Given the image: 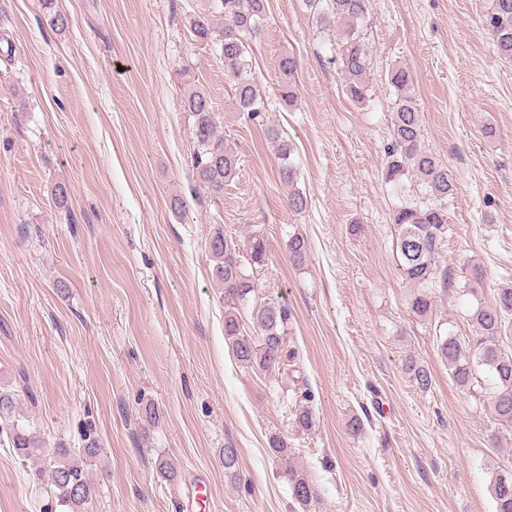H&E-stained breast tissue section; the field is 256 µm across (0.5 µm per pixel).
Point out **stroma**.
Returning <instances> with one entry per match:
<instances>
[{
	"label": "stroma",
	"instance_id": "stroma-1",
	"mask_svg": "<svg viewBox=\"0 0 512 512\" xmlns=\"http://www.w3.org/2000/svg\"><path fill=\"white\" fill-rule=\"evenodd\" d=\"M205 5L56 0L70 18L61 33L42 0H0V384L34 392L19 410L45 447L84 448L95 429L90 512H495L491 473L512 467V428L482 405L489 376L460 388L436 349L440 332L471 334L473 300L512 286V62L487 34L491 0H370L364 103L346 97L333 61L342 23L269 0L252 43L269 103L259 126L235 112L219 52L193 39ZM286 52L298 60L291 107L277 94ZM398 65L414 76L422 144L456 185L439 258L455 285L427 319L410 310L395 248L405 198L382 179ZM191 82L239 158L218 197L192 177ZM271 126L294 144L302 213L287 206ZM175 194L188 202L180 216ZM217 224L239 247L254 231L268 239L250 274L257 299L288 309L289 365L234 359L206 251ZM295 233L310 243L300 265L286 247ZM473 265L474 297L460 292ZM410 357L429 368V390L406 373ZM304 391L315 425L300 432L290 409ZM275 433L318 492L307 507L271 452ZM230 443L233 477L220 459ZM163 461L175 480L160 478ZM35 468L0 444V512H52Z\"/></svg>",
	"mask_w": 512,
	"mask_h": 512
}]
</instances>
